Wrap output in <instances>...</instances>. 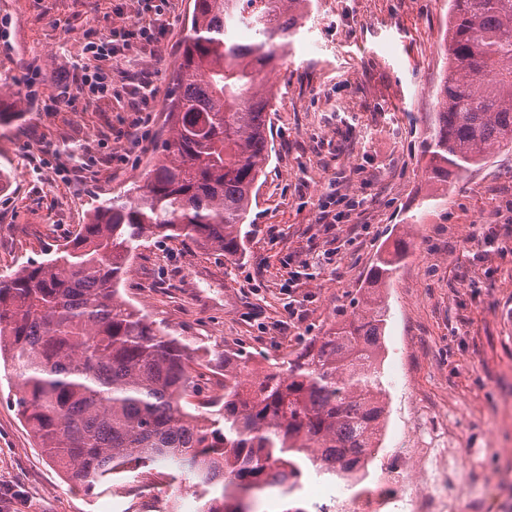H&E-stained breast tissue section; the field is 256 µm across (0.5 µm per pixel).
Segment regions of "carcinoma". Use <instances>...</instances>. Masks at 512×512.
Segmentation results:
<instances>
[{
  "instance_id": "1",
  "label": "carcinoma",
  "mask_w": 512,
  "mask_h": 512,
  "mask_svg": "<svg viewBox=\"0 0 512 512\" xmlns=\"http://www.w3.org/2000/svg\"><path fill=\"white\" fill-rule=\"evenodd\" d=\"M305 0H192L169 72L166 130L144 184L95 206L42 262L0 276V358L42 455L74 487L130 492L131 474L193 490L198 512H252L243 492L290 496L304 470L332 481L368 467L383 427V288L408 256L380 251L348 318L292 358L224 355V394L194 402L211 352L149 321L122 297L141 242L182 240L237 259L268 157L272 93L261 69L296 35ZM248 29L252 43L226 28ZM441 111L429 179H449L512 144V0H450ZM221 496H213L216 487Z\"/></svg>"
}]
</instances>
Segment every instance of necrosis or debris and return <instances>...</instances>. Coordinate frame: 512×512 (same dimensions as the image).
Wrapping results in <instances>:
<instances>
[{
    "instance_id": "obj_1",
    "label": "necrosis or debris",
    "mask_w": 512,
    "mask_h": 512,
    "mask_svg": "<svg viewBox=\"0 0 512 512\" xmlns=\"http://www.w3.org/2000/svg\"><path fill=\"white\" fill-rule=\"evenodd\" d=\"M400 464L355 495L318 484L307 501L309 512H488L491 488L473 460L455 448H423L416 432H408L393 451ZM421 478L422 491L401 496L397 483L407 476Z\"/></svg>"
}]
</instances>
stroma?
<instances>
[{"label":"stroma","mask_w":512,"mask_h":512,"mask_svg":"<svg viewBox=\"0 0 512 512\" xmlns=\"http://www.w3.org/2000/svg\"><path fill=\"white\" fill-rule=\"evenodd\" d=\"M136 0H0V275L46 259L101 201L147 171L166 119L169 68L191 0H171L148 48L112 62L114 77L150 72L151 135L126 98L43 112L23 74H46L44 96L68 81L84 32L109 30ZM448 0H309L303 26L270 74V161L248 215L242 256L189 242L143 241L121 295L193 345L277 362L352 311L381 248L410 254L386 290L382 445L394 447L405 403L431 412L461 453L481 449L500 491L489 512H512V239L475 261L487 225L512 216V148L449 186L429 181L426 139L447 69ZM72 167L70 180L57 176ZM340 193H333L332 181ZM343 220L328 229L318 208ZM312 278H295L302 264ZM0 366V512H124L129 501L69 486L33 444Z\"/></svg>","instance_id":"1"}]
</instances>
